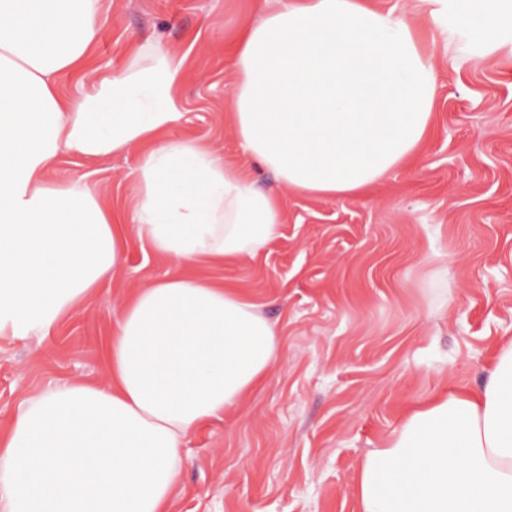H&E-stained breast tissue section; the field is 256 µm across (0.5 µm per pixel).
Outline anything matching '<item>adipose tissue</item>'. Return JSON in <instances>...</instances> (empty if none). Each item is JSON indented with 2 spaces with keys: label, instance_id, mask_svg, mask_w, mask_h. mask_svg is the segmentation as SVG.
<instances>
[{
  "label": "adipose tissue",
  "instance_id": "adipose-tissue-1",
  "mask_svg": "<svg viewBox=\"0 0 512 512\" xmlns=\"http://www.w3.org/2000/svg\"><path fill=\"white\" fill-rule=\"evenodd\" d=\"M239 31L231 122L245 163L183 117L185 56L138 46L63 96L101 34L102 0H0V341L44 336L122 268L131 242L181 273L135 291L99 349L105 380H59L0 431V512H167L189 438L269 373L280 329L218 269L279 237L285 212L258 164L300 194L343 197L412 157L432 125L435 69L414 23L369 0H274ZM473 67L512 54V0H426ZM136 152L130 212L52 179L58 156ZM206 266L213 276H187ZM356 512H512V339L486 384L405 410L363 458Z\"/></svg>",
  "mask_w": 512,
  "mask_h": 512
}]
</instances>
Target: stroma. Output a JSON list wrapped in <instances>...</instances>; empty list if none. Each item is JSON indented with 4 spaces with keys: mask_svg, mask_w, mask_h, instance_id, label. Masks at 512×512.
Returning <instances> with one entry per match:
<instances>
[{
    "mask_svg": "<svg viewBox=\"0 0 512 512\" xmlns=\"http://www.w3.org/2000/svg\"><path fill=\"white\" fill-rule=\"evenodd\" d=\"M89 68L120 67L131 46L187 55L184 117L199 138L244 159L231 124L227 48L264 0H103ZM416 21L437 82L433 130L418 153L365 192L303 196L262 166L285 204L280 236L223 276L259 297L282 346L265 382L196 433L171 512H355L354 478L403 410L451 385L480 390L495 342L512 337V56L468 64L435 37L425 0H371ZM135 154L61 153L54 178L134 203ZM131 245L125 266L39 340L0 343V427L49 382L97 383L100 341L136 288L174 272Z\"/></svg>",
    "mask_w": 512,
    "mask_h": 512,
    "instance_id": "obj_1",
    "label": "stroma"
}]
</instances>
